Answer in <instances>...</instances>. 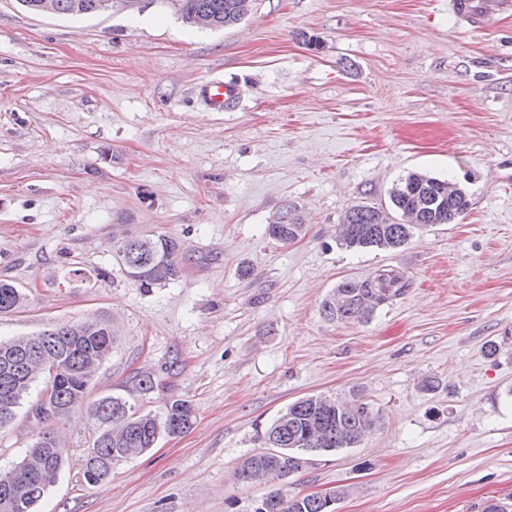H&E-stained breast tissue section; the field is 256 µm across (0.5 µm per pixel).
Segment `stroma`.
<instances>
[{
	"instance_id": "1",
	"label": "stroma",
	"mask_w": 512,
	"mask_h": 512,
	"mask_svg": "<svg viewBox=\"0 0 512 512\" xmlns=\"http://www.w3.org/2000/svg\"><path fill=\"white\" fill-rule=\"evenodd\" d=\"M213 78L240 85L230 111L197 95ZM411 171L458 181L467 212L396 250L340 246L345 212L388 204ZM287 200L306 234L282 245L265 227ZM124 232L179 238L178 280L139 288L112 258ZM382 269L405 274L403 295L365 322L324 318L332 289ZM4 279L28 299L0 338L109 321L93 396L148 373L144 410L195 409L96 485L93 424L67 422L37 512H251L271 485L236 469L259 432L301 397L355 393L381 427L315 456L289 493L346 489L337 512H512V15L475 31L448 0H254L210 29L176 0L82 16L0 0ZM36 434L18 409L0 471Z\"/></svg>"
}]
</instances>
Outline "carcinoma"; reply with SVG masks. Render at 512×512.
<instances>
[{
	"instance_id": "1",
	"label": "carcinoma",
	"mask_w": 512,
	"mask_h": 512,
	"mask_svg": "<svg viewBox=\"0 0 512 512\" xmlns=\"http://www.w3.org/2000/svg\"><path fill=\"white\" fill-rule=\"evenodd\" d=\"M105 0H56L58 13L84 15L104 8ZM183 23L193 25L199 14L211 17L213 27L231 26L251 11L253 0H179ZM390 208L358 204L346 211L340 224L339 244L349 250L402 247L415 226L402 224L392 213L417 211L419 226L454 224L468 207L467 193L448 196V180L411 172L391 190ZM306 233L298 204L285 201L266 225L267 236L290 244ZM126 274L141 288H161L180 277L183 244L165 235L131 234L114 252ZM408 281L398 270H380L362 280L338 285L321 305L330 321L360 322L382 305L404 294ZM27 295L15 285L0 281V313L19 308ZM115 332L106 321L57 324L33 337L0 340V430L10 424L23 403L36 409V421L44 430L8 474L14 478L10 496L27 504L28 512L55 485L63 469L65 449L57 447L55 430L76 416H87L95 424L86 449L84 479L89 484L105 480L112 465L140 456L163 435H180L194 422L193 405L174 400L158 412H144L137 402L119 393L91 398L90 381L112 351ZM56 366L54 378L43 375L44 359ZM37 394H32L37 384ZM382 416L358 397L339 402L323 395H308L291 404L261 435L269 451L251 455L238 468V478L250 483L288 475L287 468L321 452L353 448L373 429ZM340 493L328 498L318 493L290 495L283 488L268 492L264 512H336Z\"/></svg>"
}]
</instances>
